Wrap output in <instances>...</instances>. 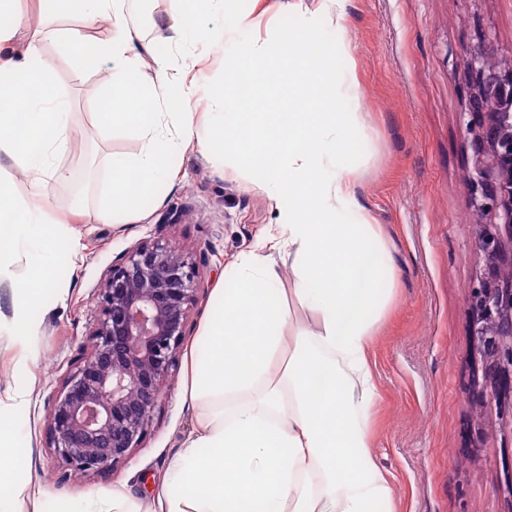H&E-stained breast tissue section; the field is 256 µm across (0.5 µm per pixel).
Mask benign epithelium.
Returning <instances> with one entry per match:
<instances>
[{
  "mask_svg": "<svg viewBox=\"0 0 512 512\" xmlns=\"http://www.w3.org/2000/svg\"><path fill=\"white\" fill-rule=\"evenodd\" d=\"M461 120L474 155L470 203L479 223L480 275L470 289L481 360L474 400L499 405L512 424V52L487 33L466 61ZM198 289L194 262L140 242L112 264L98 294L101 317L86 360L65 378L49 414L47 447L72 470L100 473L142 446L173 371Z\"/></svg>",
  "mask_w": 512,
  "mask_h": 512,
  "instance_id": "benign-epithelium-1",
  "label": "benign epithelium"
}]
</instances>
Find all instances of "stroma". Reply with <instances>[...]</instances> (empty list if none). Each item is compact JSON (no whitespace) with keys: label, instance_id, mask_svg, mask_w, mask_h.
Wrapping results in <instances>:
<instances>
[{"label":"stroma","instance_id":"stroma-1","mask_svg":"<svg viewBox=\"0 0 512 512\" xmlns=\"http://www.w3.org/2000/svg\"><path fill=\"white\" fill-rule=\"evenodd\" d=\"M288 2L268 0L253 33L236 34L223 49L172 46L173 63L204 55L206 86L221 84L223 53L247 36L300 25ZM485 32L512 48V0H349L343 25L322 30L324 42L344 47L337 72L355 74L359 84L357 93L338 97L339 110L358 113L363 128L337 164L355 181L358 203L385 239L394 271L369 361L377 383L373 452L391 483L395 512H512V425L496 406L477 409L471 402L479 354L468 296L479 266L467 186L473 152L461 111L465 61ZM42 50L73 112L56 158L70 176L50 186L52 209L75 208L85 217L71 227L73 248L55 258L56 281L30 311L31 331L19 334L11 318L0 320V414L10 419L22 450L14 477L40 512H72L89 496L115 489L144 507L196 426L183 387L214 290L233 281L240 258L277 233L283 217L242 166L190 148L179 157L184 180L159 188L117 223L95 222L112 157L134 156L141 141L120 128L95 127L110 83L106 70L83 64L57 42ZM143 241L191 256L196 301L142 447L112 471L78 475L47 446L50 408L87 356L82 344L99 321L105 275Z\"/></svg>","mask_w":512,"mask_h":512}]
</instances>
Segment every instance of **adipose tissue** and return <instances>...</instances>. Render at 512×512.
Masks as SVG:
<instances>
[{
  "label": "adipose tissue",
  "mask_w": 512,
  "mask_h": 512,
  "mask_svg": "<svg viewBox=\"0 0 512 512\" xmlns=\"http://www.w3.org/2000/svg\"><path fill=\"white\" fill-rule=\"evenodd\" d=\"M126 2L55 0L58 11L108 18L113 35L101 41L47 27L26 35L14 0H0V163L18 164L36 190L63 178L49 157L69 134L71 106L39 45L67 43L87 65L112 72L96 115L100 129L119 125L143 140L139 154L113 158L95 221L112 223L175 179V157L193 145L205 156L239 160L259 174L275 206L287 208L283 235L296 276L284 294L273 255L259 251L240 263L233 287L219 289L220 310L207 321L184 390L200 409L197 428L170 461L155 512H393L367 425L377 395L369 350L391 275L355 182L325 164L361 129L357 113L337 109L335 49L310 17L272 39L243 42L224 58V83L207 97L211 128L200 138L193 107L201 86L185 71L204 61L173 67L168 44L215 41L207 19L223 12L224 0H168L167 30L150 49L148 92L140 83L143 37L128 23ZM23 38L27 46L15 51ZM166 114L178 117L177 135L162 133ZM47 207L37 194L17 196L0 176V288L21 327L52 284V260L69 245L48 222ZM342 208L350 220L339 218ZM20 259L26 273L18 277L11 266ZM290 295L315 309L319 326L288 348L282 328ZM17 453L0 418V512H18L22 492L6 462Z\"/></svg>",
  "instance_id": "1"
}]
</instances>
